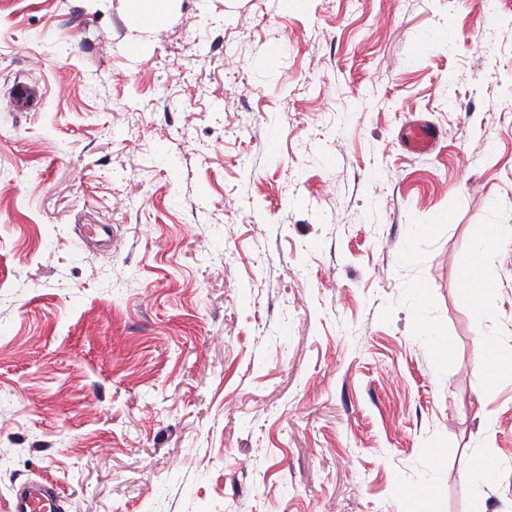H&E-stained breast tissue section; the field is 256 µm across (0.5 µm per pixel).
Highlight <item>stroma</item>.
I'll return each instance as SVG.
<instances>
[{"mask_svg": "<svg viewBox=\"0 0 512 512\" xmlns=\"http://www.w3.org/2000/svg\"><path fill=\"white\" fill-rule=\"evenodd\" d=\"M480 224L512 226V0H0V512L30 480L64 512H512V370L479 369L512 237L476 319ZM129 10L144 22H154L166 10L169 0H127ZM438 139V132L431 126L414 125L406 134L405 145L414 153H425L431 149ZM504 229L498 224H483L476 230L475 255L461 273V285L465 295L478 307L480 313L491 311L492 296L497 288L494 280L483 270L485 255L494 250L504 238Z\"/></svg>", "mask_w": 512, "mask_h": 512, "instance_id": "35a3bbf8", "label": "stroma"}]
</instances>
